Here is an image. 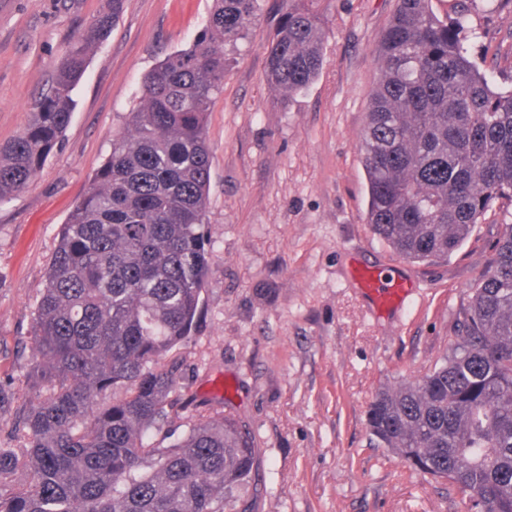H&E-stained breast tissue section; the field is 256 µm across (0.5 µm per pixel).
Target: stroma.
<instances>
[{"label":"stroma","mask_w":512,"mask_h":512,"mask_svg":"<svg viewBox=\"0 0 512 512\" xmlns=\"http://www.w3.org/2000/svg\"><path fill=\"white\" fill-rule=\"evenodd\" d=\"M108 0H0V144L31 121L68 43ZM284 6L263 0L207 114L210 244L196 328L167 356L180 367L153 440L230 416L256 449L248 512H468V499L369 445L366 410L383 387L414 380L453 342L461 311L506 219L489 211L463 245L430 263L399 257L367 222L359 151L379 78L376 49L397 0H314L323 67L289 100L265 78ZM214 0H124L89 53L63 137L33 181L0 204V448L30 406L31 325L57 233L136 107L146 73L188 48ZM468 55L512 86V2L470 8ZM411 280L399 309L376 313L354 265Z\"/></svg>","instance_id":"1"}]
</instances>
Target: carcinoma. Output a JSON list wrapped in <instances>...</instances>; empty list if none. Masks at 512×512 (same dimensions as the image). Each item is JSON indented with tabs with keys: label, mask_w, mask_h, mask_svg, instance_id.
<instances>
[{
	"label": "carcinoma",
	"mask_w": 512,
	"mask_h": 512,
	"mask_svg": "<svg viewBox=\"0 0 512 512\" xmlns=\"http://www.w3.org/2000/svg\"><path fill=\"white\" fill-rule=\"evenodd\" d=\"M193 45L144 77L140 102L87 193L58 232L31 327L33 387L49 394L23 418L21 452L0 448V512H247L251 436L230 417L197 419L162 447L177 384L168 352L191 335L208 269L209 107L248 39L262 0H214ZM431 0H397L378 48L359 148L367 224L413 261L446 257L498 203H512V88L491 82ZM123 0L66 51L28 126L0 144V204L24 189L71 121L89 48ZM323 66L312 9L288 0L268 46L266 80L288 98ZM116 389L123 396L101 406ZM370 444L469 490L475 512H512V222L503 225L458 336L413 382L383 388L367 410Z\"/></svg>",
	"instance_id": "1"
}]
</instances>
